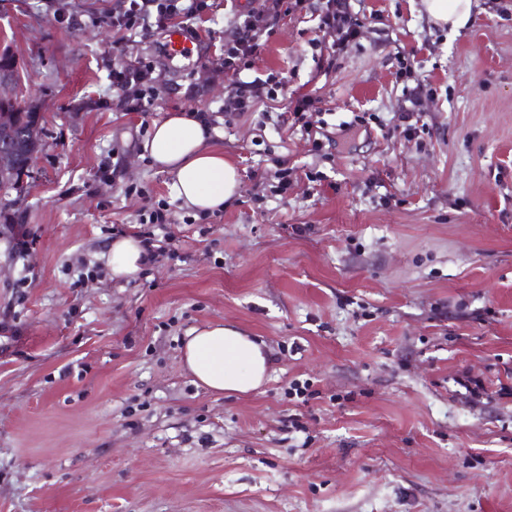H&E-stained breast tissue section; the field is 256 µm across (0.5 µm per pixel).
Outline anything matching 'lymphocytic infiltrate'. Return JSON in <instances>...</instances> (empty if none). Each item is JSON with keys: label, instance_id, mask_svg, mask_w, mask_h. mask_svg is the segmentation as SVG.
Wrapping results in <instances>:
<instances>
[{"label": "lymphocytic infiltrate", "instance_id": "lymphocytic-infiltrate-1", "mask_svg": "<svg viewBox=\"0 0 512 512\" xmlns=\"http://www.w3.org/2000/svg\"><path fill=\"white\" fill-rule=\"evenodd\" d=\"M218 0H116L112 27L120 32L149 37L153 31L178 28L193 40H200L197 20L213 13ZM311 13L315 29L329 36L331 54H339L359 34L361 22L351 0H324L312 7L310 0H260L258 7L234 16L224 39V79L230 92L224 99V122H232L255 111L265 102L284 96L288 111L300 124L313 151H321L332 133L327 122L313 123L308 114L315 104L312 96L289 92L288 77L282 72L254 74L253 69L263 47L276 33L278 24L288 15ZM154 68L151 63L125 60L112 70V87L118 94V105L124 111L148 114L154 94Z\"/></svg>", "mask_w": 512, "mask_h": 512}]
</instances>
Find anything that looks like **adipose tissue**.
Listing matches in <instances>:
<instances>
[{"instance_id":"obj_1","label":"adipose tissue","mask_w":512,"mask_h":512,"mask_svg":"<svg viewBox=\"0 0 512 512\" xmlns=\"http://www.w3.org/2000/svg\"><path fill=\"white\" fill-rule=\"evenodd\" d=\"M213 129L190 112H173L154 122L143 144L156 165L173 174L178 199L190 208L211 212L223 208L241 185L235 166L210 147ZM147 263L140 236L112 239L106 265L112 279H136ZM182 359L197 383L211 391L247 393L268 379L269 361L260 342L231 324L213 322L190 329Z\"/></svg>"}]
</instances>
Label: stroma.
<instances>
[{
  "label": "stroma",
  "mask_w": 512,
  "mask_h": 512,
  "mask_svg": "<svg viewBox=\"0 0 512 512\" xmlns=\"http://www.w3.org/2000/svg\"><path fill=\"white\" fill-rule=\"evenodd\" d=\"M112 3L0 0V55L44 125L0 206V512H512V0L455 31L422 0H353L364 25L332 64L282 20L258 71L338 130L312 151L282 101L221 127L242 182L204 221L142 144L167 113L223 107L228 20L174 60L163 30L116 47ZM119 56L154 67L148 115L112 103ZM417 82L415 143L390 128ZM279 156L301 175L275 197ZM158 201L170 251L112 280L110 241ZM213 321L265 344L262 388L194 384L183 340Z\"/></svg>",
  "instance_id": "obj_1"
}]
</instances>
